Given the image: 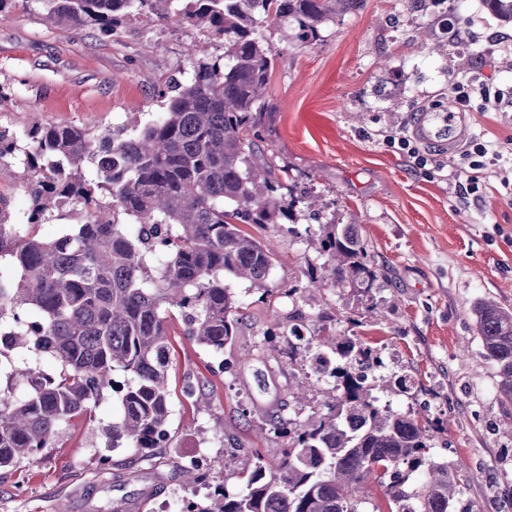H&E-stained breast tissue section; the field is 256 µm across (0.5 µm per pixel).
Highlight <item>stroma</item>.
<instances>
[{
	"label": "stroma",
	"mask_w": 512,
	"mask_h": 512,
	"mask_svg": "<svg viewBox=\"0 0 512 512\" xmlns=\"http://www.w3.org/2000/svg\"><path fill=\"white\" fill-rule=\"evenodd\" d=\"M39 0L0 13V125L71 124L101 132L131 117L155 118L169 79L189 81L200 61L222 55L225 42L142 15L128 18L109 40L49 28ZM470 27V47L455 37ZM280 58L269 85L276 113L265 138L276 162L288 163L337 223L356 225L376 263L388 271L377 317L360 318L350 288L306 293L319 264L320 228L297 224L251 227L279 256L268 292L231 281L248 317L233 347L208 352L181 330L171 336L169 384L172 440L152 456L113 447L106 430L118 400L106 397L92 418L74 419L57 445L35 462L0 471V512H180L195 498L179 465L202 454L213 483L228 478L224 451L257 447L258 424L240 410L260 406L302 417L289 402L293 365L261 350L262 333L295 309L317 317L332 336L359 319L357 335L380 350L386 373L408 372L423 383L417 402L387 395L398 411L429 415L442 432L438 460L463 464L465 491L479 512H512V416L496 391L497 367L483 353L472 309L490 298L512 311V112H467L468 140H488L499 153L480 180V199L461 191L471 171L461 151L417 142L428 157L416 168L388 137L412 138L413 116L451 104L450 78L481 81L512 95V64L493 42L512 36L480 0H445L421 10L410 0H363L359 11L325 25L318 40L282 42L265 27ZM295 295H288V288ZM192 380L211 398L197 411L182 396ZM112 458L111 469L98 466Z\"/></svg>",
	"instance_id": "stroma-1"
}]
</instances>
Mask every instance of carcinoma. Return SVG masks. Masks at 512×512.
I'll use <instances>...</instances> for the list:
<instances>
[{
	"label": "carcinoma",
	"mask_w": 512,
	"mask_h": 512,
	"mask_svg": "<svg viewBox=\"0 0 512 512\" xmlns=\"http://www.w3.org/2000/svg\"><path fill=\"white\" fill-rule=\"evenodd\" d=\"M53 27L116 34L133 14L224 36V55L198 64L187 83L167 82L165 111L132 128L97 133L71 125L33 126L12 148L0 127V171L20 167L29 210L12 212L0 190V469L14 468L56 446L72 420L92 414L108 393L121 414L112 447L126 442L145 456L171 441L168 383L171 317L205 349L234 345L246 305L225 283L257 290L276 254L242 225L286 224L314 206L286 163L261 147L276 111L268 95L279 50L263 34L287 22L315 40L321 27L362 0H41ZM512 25V0H481ZM69 221L45 239L38 227ZM325 260L309 287L356 291L364 314L376 309L386 274L369 257L355 225L325 219L318 238ZM40 311L32 326L28 309ZM485 356L497 364V392L512 412V312L491 300L473 309ZM280 337L295 376L329 379L331 387L300 420L244 408L262 420L261 438L280 441L262 454L231 449L241 481L217 486L182 512H478L464 497L461 468L436 460V421L381 404L375 391L414 398L412 376L383 375L380 352L343 330L319 338L296 310L264 332ZM16 349L30 354L21 361ZM46 359L54 364L47 372ZM120 373L124 380L117 381ZM189 484L209 477L194 460L179 466ZM372 504V510L363 505Z\"/></svg>",
	"instance_id": "1"
}]
</instances>
